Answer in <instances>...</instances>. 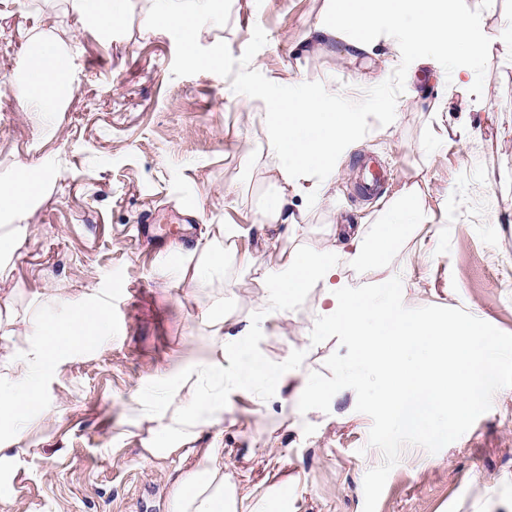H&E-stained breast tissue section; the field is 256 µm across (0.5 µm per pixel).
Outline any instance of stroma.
I'll use <instances>...</instances> for the list:
<instances>
[{"mask_svg":"<svg viewBox=\"0 0 512 512\" xmlns=\"http://www.w3.org/2000/svg\"><path fill=\"white\" fill-rule=\"evenodd\" d=\"M326 0H232L226 25L204 26L200 45L223 41L241 56L254 27L267 35L252 69L279 85L318 81L361 99L386 80L400 55L379 45L349 61L341 43L305 47ZM492 52L477 69L480 97L447 82L431 58L406 74L394 122L372 126L336 160L328 201L292 197L296 226L265 224L261 210L278 183L259 121L262 100L235 93L210 72H171L175 41L148 29L147 0H126L111 34L85 22L71 0H0V183L21 165L45 173L42 196L21 218L22 242L0 262V335L22 332L49 300L79 304L94 294L112 307V334L40 381L46 414L0 464V487L18 512H172L171 487L209 449L246 491L243 512H363V479L382 455L367 444L371 418L353 390L329 412L300 413L299 393L257 384L224 391V421L203 429L191 455L143 461L146 426L129 412L135 393L155 391L156 369L177 379L213 346L204 320L224 305L234 331L250 336L268 364L302 375L325 372L337 338L312 344L321 291L273 313L257 274L229 260L224 276L197 288L170 272L165 236L136 235L153 220L191 250L215 224H238L237 253L270 263L266 239L282 250L332 249L340 224L372 236L404 187L421 191L425 224L403 239L391 268L407 307L461 308L512 333V0H460ZM54 43L70 59L73 90L50 120L16 90L27 47ZM377 159L391 175L376 198L360 197L355 171ZM376 512H512V387L438 453L406 448Z\"/></svg>","mask_w":512,"mask_h":512,"instance_id":"stroma-1","label":"stroma"}]
</instances>
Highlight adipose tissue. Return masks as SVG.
I'll use <instances>...</instances> for the list:
<instances>
[{"label":"adipose tissue","instance_id":"1","mask_svg":"<svg viewBox=\"0 0 512 512\" xmlns=\"http://www.w3.org/2000/svg\"><path fill=\"white\" fill-rule=\"evenodd\" d=\"M455 0H328L323 19L308 31L309 45L343 41L351 59L373 54L380 28L395 29L404 19H412L418 40L451 47L468 42L473 63L467 66L466 85L479 95L475 60L487 56V49L474 40ZM63 53L47 42L32 46L24 80L18 85L22 100L50 115L69 86ZM268 154L274 161L279 190L269 197L263 217L271 224H295L289 208L293 196L326 199L329 175L336 159L358 140L362 116L336 105L333 97L319 91L285 101H275L264 115ZM43 173L0 185V212L14 221L0 226V254L13 253L20 243V227L15 220L42 194ZM420 190L404 188L399 205L372 237L360 235L349 224L336 227L337 236L348 245L363 267L377 273L373 287L337 280L340 250L300 248L284 256L281 265L263 271L261 277L273 290L271 301L279 311L310 288H321L322 327L352 336L359 363L384 374L379 400L382 409L401 425L425 427L431 415L445 411L456 419L467 418L480 406L488 380L500 359L494 337L480 336L473 324L433 318L410 320L398 297L399 278L390 271L389 256L412 228L421 223L417 206ZM237 225H217L211 238L198 241L186 261L175 268L177 277L198 285L214 276H223L227 250L225 241L239 236ZM211 336L219 345L197 367L183 373L176 384L154 397L136 395L132 409L148 426V437L141 454L144 459H160L182 451L199 428L224 420V353L238 356L233 375L238 385L262 383L278 387L293 381L309 400L328 396V389L311 384L296 372L270 366L251 353L244 333L229 334L230 319L223 304H216L206 315ZM109 303L95 296L72 307L64 316L51 309L33 312L26 326L22 357L0 355V430L24 433L33 415L43 411L39 381L74 354L93 349L110 330ZM456 338V368L447 372L438 358H428L412 370L399 364V357L415 346L442 348ZM175 512H237L236 492L224 474L221 449H211L201 462L185 473L173 488Z\"/></svg>","mask_w":512,"mask_h":512}]
</instances>
